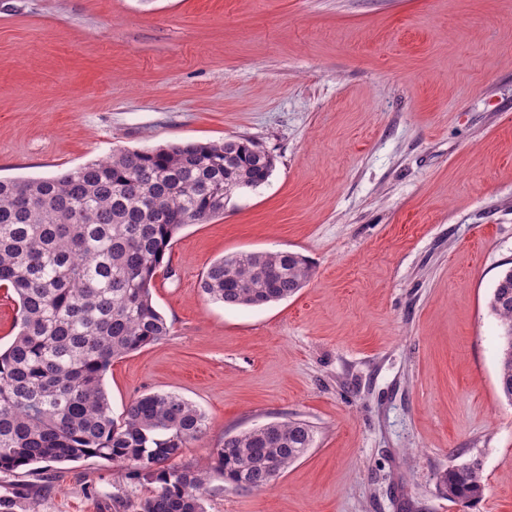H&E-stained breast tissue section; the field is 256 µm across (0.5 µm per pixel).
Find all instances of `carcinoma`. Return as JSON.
<instances>
[{"instance_id": "carcinoma-1", "label": "carcinoma", "mask_w": 512, "mask_h": 512, "mask_svg": "<svg viewBox=\"0 0 512 512\" xmlns=\"http://www.w3.org/2000/svg\"><path fill=\"white\" fill-rule=\"evenodd\" d=\"M273 168L269 153L239 138L0 179V286L18 297V332L0 349V472L98 457L158 483L139 512H205L208 472L172 463L204 435L201 410L174 393H147L116 420L103 377L114 359L169 334L151 289L176 234L223 214L229 195L256 190ZM312 275L298 253H236L212 262L200 288L228 307H262ZM489 306L502 327L499 388L512 402V269ZM313 444L310 425L269 422L225 438L215 471L235 488L266 490ZM439 486L466 505L486 490L465 466L444 472Z\"/></svg>"}]
</instances>
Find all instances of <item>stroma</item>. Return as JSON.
I'll list each match as a JSON object with an SVG mask.
<instances>
[{
    "label": "stroma",
    "mask_w": 512,
    "mask_h": 512,
    "mask_svg": "<svg viewBox=\"0 0 512 512\" xmlns=\"http://www.w3.org/2000/svg\"><path fill=\"white\" fill-rule=\"evenodd\" d=\"M230 138L272 174L177 235L152 288L170 333L111 363L113 416L192 402L196 467L312 426L273 489L212 475L207 512H512L489 308L512 268V0H0L1 178ZM259 251L314 276L261 308L204 297L213 261ZM461 465L486 484L470 506L439 490ZM155 488L100 458L0 472L10 512H137Z\"/></svg>",
    "instance_id": "1"
}]
</instances>
